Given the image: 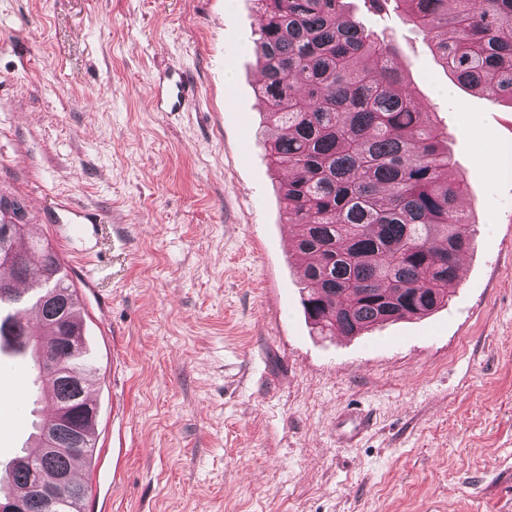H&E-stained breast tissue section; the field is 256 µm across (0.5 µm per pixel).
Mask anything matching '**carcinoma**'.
Segmentation results:
<instances>
[{
	"instance_id": "1",
	"label": "carcinoma",
	"mask_w": 512,
	"mask_h": 512,
	"mask_svg": "<svg viewBox=\"0 0 512 512\" xmlns=\"http://www.w3.org/2000/svg\"><path fill=\"white\" fill-rule=\"evenodd\" d=\"M256 55L265 106L270 168L288 172L281 185L286 221L303 262L302 300L322 336H361L388 322L421 318L448 302V286L470 250L473 229L460 200L465 181L449 176L447 134L423 118L394 40L365 29L345 0H257ZM390 7L430 39L441 65L463 87L512 103V0H363ZM12 242L15 253H42L37 264L10 268L12 282L41 291L39 329L23 323L21 303L0 298L14 314L0 318V339L28 346L34 335L56 351L79 380L50 372L40 424L55 420V404L78 396L85 448L77 453L19 455L9 494L51 483L75 458L92 457L96 407L84 399L88 369L82 346L59 344L83 335L81 303L47 247ZM64 295V309L47 296ZM59 512H83L86 487L62 489Z\"/></svg>"
}]
</instances>
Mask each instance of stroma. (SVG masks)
<instances>
[{"mask_svg": "<svg viewBox=\"0 0 512 512\" xmlns=\"http://www.w3.org/2000/svg\"><path fill=\"white\" fill-rule=\"evenodd\" d=\"M346 2L393 37L474 229L447 305L348 338L303 311L255 0H0V194L73 266L86 512H512V104L458 84L395 12ZM172 67L196 100L159 112ZM64 200L95 232L57 221ZM351 408L373 425L349 448Z\"/></svg>", "mask_w": 512, "mask_h": 512, "instance_id": "35a3bbf8", "label": "stroma"}]
</instances>
